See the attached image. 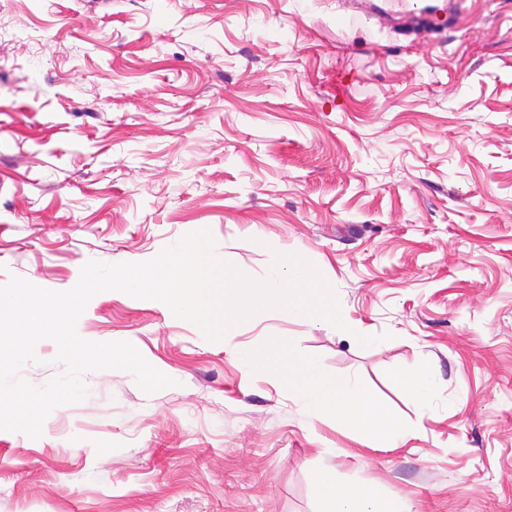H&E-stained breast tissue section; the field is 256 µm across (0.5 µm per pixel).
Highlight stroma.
<instances>
[{"label":"stroma","instance_id":"35a3bbf8","mask_svg":"<svg viewBox=\"0 0 512 512\" xmlns=\"http://www.w3.org/2000/svg\"><path fill=\"white\" fill-rule=\"evenodd\" d=\"M205 228L255 280L315 264L347 331L264 311L211 343L97 294L78 334L175 384L89 372L40 438L0 431V512H320L321 469L411 512H512V0H0V285L66 291ZM275 340L355 378L396 445L246 371ZM408 377L411 378V382L407 384V388L413 402L420 408L425 407L436 386L433 371L428 365L421 364Z\"/></svg>","mask_w":512,"mask_h":512}]
</instances>
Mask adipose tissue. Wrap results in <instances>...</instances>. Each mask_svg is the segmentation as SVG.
Returning a JSON list of instances; mask_svg holds the SVG:
<instances>
[{
	"instance_id": "ef3b65f1",
	"label": "adipose tissue",
	"mask_w": 512,
	"mask_h": 512,
	"mask_svg": "<svg viewBox=\"0 0 512 512\" xmlns=\"http://www.w3.org/2000/svg\"><path fill=\"white\" fill-rule=\"evenodd\" d=\"M243 367L253 373L278 365L288 387L300 406L311 416L325 417L342 424L363 420L369 404L363 403L356 382L341 385L329 383L300 348L289 347L286 363H278L274 353L243 351L239 354Z\"/></svg>"
}]
</instances>
